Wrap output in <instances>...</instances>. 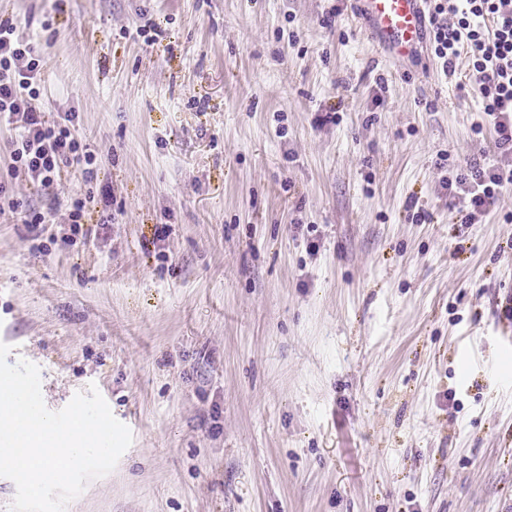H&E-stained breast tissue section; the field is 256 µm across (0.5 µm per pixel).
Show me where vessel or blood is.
I'll use <instances>...</instances> for the list:
<instances>
[{"label":"vessel or blood","mask_w":512,"mask_h":512,"mask_svg":"<svg viewBox=\"0 0 512 512\" xmlns=\"http://www.w3.org/2000/svg\"><path fill=\"white\" fill-rule=\"evenodd\" d=\"M424 0H351L355 18L364 21L382 51L414 54L426 30Z\"/></svg>","instance_id":"b4317fda"}]
</instances>
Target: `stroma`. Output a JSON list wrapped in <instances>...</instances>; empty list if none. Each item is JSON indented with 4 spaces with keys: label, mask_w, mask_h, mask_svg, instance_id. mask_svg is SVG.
Returning <instances> with one entry per match:
<instances>
[{
    "label": "stroma",
    "mask_w": 512,
    "mask_h": 512,
    "mask_svg": "<svg viewBox=\"0 0 512 512\" xmlns=\"http://www.w3.org/2000/svg\"><path fill=\"white\" fill-rule=\"evenodd\" d=\"M1 17L95 157L14 197L53 233L111 189L67 249L0 217L8 363L133 435L65 512H512V191L463 224L443 186L497 160L466 60L377 51L349 0Z\"/></svg>",
    "instance_id": "obj_1"
}]
</instances>
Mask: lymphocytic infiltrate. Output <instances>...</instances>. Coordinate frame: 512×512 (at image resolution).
Returning <instances> with one entry per match:
<instances>
[{
  "label": "lymphocytic infiltrate",
  "mask_w": 512,
  "mask_h": 512,
  "mask_svg": "<svg viewBox=\"0 0 512 512\" xmlns=\"http://www.w3.org/2000/svg\"><path fill=\"white\" fill-rule=\"evenodd\" d=\"M430 49L444 74L459 57H467L474 76L473 92L496 133L500 162L473 165L446 180L449 208L464 224L476 223L512 185V0H428ZM44 56L37 44L19 35L12 20L0 19V127L9 131L7 152L12 177L51 187L62 168L85 169L93 156L76 135L79 114L61 113L50 121L41 111ZM94 194L71 198L67 226L61 236L45 233L42 214L21 212L19 202L0 181V215L22 213L33 250L48 244L76 245L85 239L82 221Z\"/></svg>",
  "instance_id": "f902f5d3"
}]
</instances>
